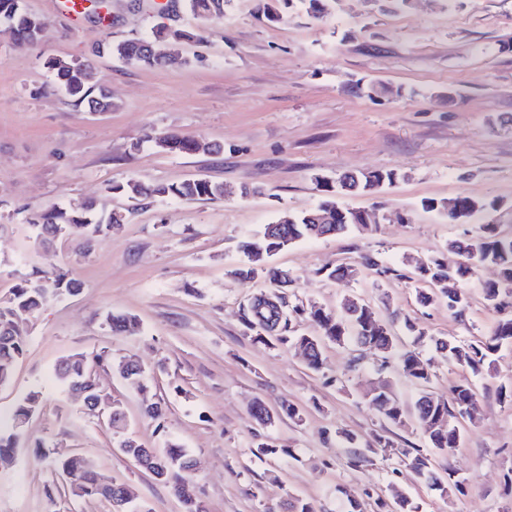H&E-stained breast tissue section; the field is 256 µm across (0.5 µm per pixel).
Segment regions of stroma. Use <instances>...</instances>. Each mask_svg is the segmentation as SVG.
I'll return each instance as SVG.
<instances>
[{"mask_svg": "<svg viewBox=\"0 0 512 512\" xmlns=\"http://www.w3.org/2000/svg\"><path fill=\"white\" fill-rule=\"evenodd\" d=\"M164 0H106V21L81 12L71 18L62 0H24L46 34L29 49L0 35V295L21 278L55 262L69 268L79 294L51 301L31 320L27 353L8 385L0 412L29 391L41 394L30 420L31 438L74 452L128 488L153 512H181L163 483L125 455L117 436L85 410L54 374L71 354L110 349L154 373L148 398L166 410L165 431L143 414V400L118 373L97 372L100 389L120 399L126 436L148 448L177 442L193 466L181 471L208 512H287L307 502L312 512H342L352 499L376 512L369 497L401 493L419 512H512V404L480 395L464 437L451 456L429 448L414 421L384 428L364 394L389 382L403 401L414 396L395 370L363 351L350 369V349L327 344L320 370L303 353L256 340L245 326L252 298L275 291L265 275L240 279L241 245L283 211L315 207L323 197L316 176L395 170L397 182L373 196L343 197L344 206L377 211L376 230L312 236L270 260L288 274L290 303L339 310L355 295L378 317L417 321L436 336L489 335L499 318L482 292L497 279L479 269L463 284L470 297L467 325L446 302L421 307L415 298L419 262L440 255L449 240L475 233L477 221L450 224L424 211L426 198L465 195L497 200L489 218L512 229V0H416L391 13L379 0H335L312 22L296 9L281 23L255 14V0H232L222 19L189 12L178 19L194 39L178 45L180 59L162 69L141 68L92 50L104 42L145 37L164 24ZM51 58L88 62L107 85L111 112L75 109L55 90ZM382 93H356V85ZM175 132L207 143L195 153L171 152L155 137ZM207 178L224 183L218 201L167 199L130 210L126 198L105 197L111 183L146 184ZM259 187L257 195L241 186ZM93 200L129 209L124 224L91 246L67 236L51 253L35 243L28 214L42 206ZM381 257L395 270L385 277L362 266ZM337 265L354 277L325 279ZM137 321L112 335L107 313ZM275 414L273 424L253 416L255 401ZM300 411L293 420L282 403ZM362 445L384 434L418 450L435 469L466 478L465 494L447 499L432 491L408 459L372 454L369 465H347L340 431ZM266 442L280 452L262 459L251 450ZM293 456H284V449ZM46 462L24 452L0 469V512H108L107 503L72 502L52 493Z\"/></svg>", "mask_w": 512, "mask_h": 512, "instance_id": "35a3bbf8", "label": "stroma"}]
</instances>
